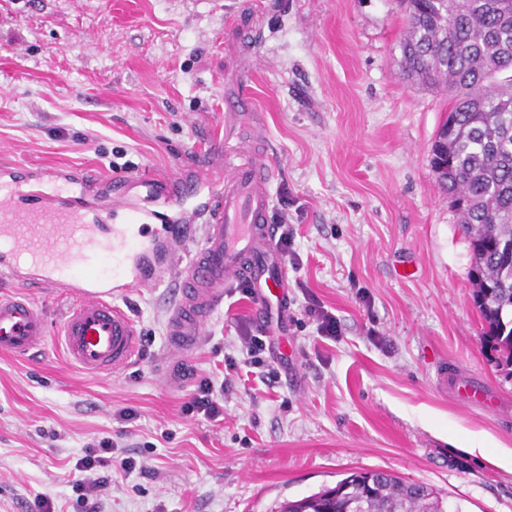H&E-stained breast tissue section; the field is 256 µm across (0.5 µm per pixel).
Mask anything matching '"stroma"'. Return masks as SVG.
<instances>
[{
    "label": "stroma",
    "instance_id": "35a3bbf8",
    "mask_svg": "<svg viewBox=\"0 0 512 512\" xmlns=\"http://www.w3.org/2000/svg\"><path fill=\"white\" fill-rule=\"evenodd\" d=\"M403 33L398 0H0V163L94 172L104 210L120 180L133 199L130 179L176 172L203 191L260 149L277 166L268 221L288 219L298 254L287 334L228 289L178 390L160 380L177 363L164 285L120 302L144 339L122 373L87 375L51 345L0 354V512L40 493L80 512L73 465L98 435L151 469L113 475L107 512H281L371 469L461 512H512V471L467 451L476 435L512 449V372L484 343L468 238L431 166L448 102L403 80ZM244 325L267 334L263 364ZM228 356L223 421L185 415ZM443 366L507 415L460 406ZM307 313L315 317L319 335L335 336L338 333L336 316L323 307L318 306L313 300L307 306Z\"/></svg>",
    "mask_w": 512,
    "mask_h": 512
}]
</instances>
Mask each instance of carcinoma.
<instances>
[{"instance_id": "obj_1", "label": "carcinoma", "mask_w": 512, "mask_h": 512, "mask_svg": "<svg viewBox=\"0 0 512 512\" xmlns=\"http://www.w3.org/2000/svg\"><path fill=\"white\" fill-rule=\"evenodd\" d=\"M405 81L448 92L432 166L469 240L485 341L512 366V0H399ZM283 512H447L431 486L355 471Z\"/></svg>"}]
</instances>
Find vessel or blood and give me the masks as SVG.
<instances>
[{
    "label": "vessel or blood",
    "mask_w": 512,
    "mask_h": 512,
    "mask_svg": "<svg viewBox=\"0 0 512 512\" xmlns=\"http://www.w3.org/2000/svg\"><path fill=\"white\" fill-rule=\"evenodd\" d=\"M274 167L264 154L234 164L223 182L209 188L211 203L196 204L204 235L184 269H176L178 248L194 238L191 224L157 226L153 180H142V203L125 192L103 213L69 194L43 191L44 176L28 173L33 186L16 187L18 171L0 169V274L18 291L0 294V353L25 359L54 343L66 360L88 374L118 373L134 362L141 336L116 300L136 288L169 284L174 301L167 321L168 343L189 358L202 340L210 315L224 302L225 289L246 283L255 315L276 311L288 320V270L277 249L278 229L269 224ZM58 286L72 297L57 336H50L46 310L26 296L29 288ZM464 402L488 408L497 395L475 379L449 380Z\"/></svg>",
    "instance_id": "vessel-or-blood-1"
}]
</instances>
